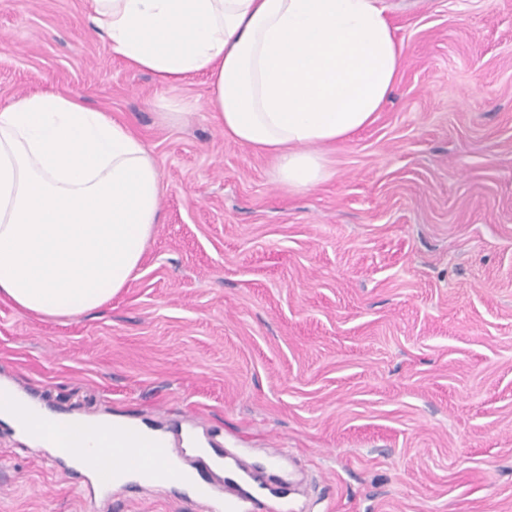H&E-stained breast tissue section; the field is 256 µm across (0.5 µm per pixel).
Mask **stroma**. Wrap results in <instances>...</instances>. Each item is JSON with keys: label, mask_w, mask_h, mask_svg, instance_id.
Instances as JSON below:
<instances>
[{"label": "stroma", "mask_w": 512, "mask_h": 512, "mask_svg": "<svg viewBox=\"0 0 512 512\" xmlns=\"http://www.w3.org/2000/svg\"><path fill=\"white\" fill-rule=\"evenodd\" d=\"M386 3L397 84L293 192L225 138L206 74L133 69L88 0H0V107L75 96L140 136L165 188L109 307L57 323L0 301V380L271 483L297 471L323 512H512V0ZM0 512L203 510L174 484L99 494L0 422Z\"/></svg>", "instance_id": "obj_1"}]
</instances>
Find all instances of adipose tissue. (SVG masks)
I'll return each mask as SVG.
<instances>
[{
    "instance_id": "ef3b65f1",
    "label": "adipose tissue",
    "mask_w": 512,
    "mask_h": 512,
    "mask_svg": "<svg viewBox=\"0 0 512 512\" xmlns=\"http://www.w3.org/2000/svg\"><path fill=\"white\" fill-rule=\"evenodd\" d=\"M109 51L165 83L206 72L225 137L275 157L280 184L329 178L323 146L370 125L403 45L383 0H90ZM163 184L125 123L43 91L0 108V300L49 320L100 310L137 272ZM0 422L89 471L103 488L152 474L162 434L60 416L0 383ZM126 449L122 465L112 451Z\"/></svg>"
}]
</instances>
